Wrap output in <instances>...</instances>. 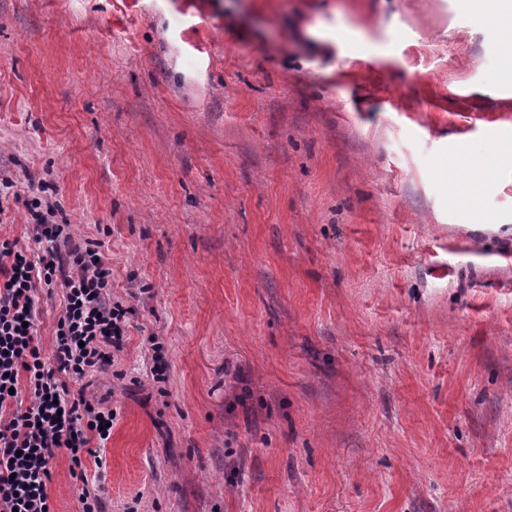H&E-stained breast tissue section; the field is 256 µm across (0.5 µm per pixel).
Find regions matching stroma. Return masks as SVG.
Listing matches in <instances>:
<instances>
[{"mask_svg":"<svg viewBox=\"0 0 512 512\" xmlns=\"http://www.w3.org/2000/svg\"><path fill=\"white\" fill-rule=\"evenodd\" d=\"M512 28L465 0H0V238L134 308L109 512H512ZM160 337L165 383L149 372ZM512 142L497 141L491 142L487 147L484 155V162L487 169H494L498 166L499 159L502 165H511ZM503 156V157H501ZM508 156V157H506ZM501 157V158H500Z\"/></svg>","mask_w":512,"mask_h":512,"instance_id":"stroma-1","label":"stroma"}]
</instances>
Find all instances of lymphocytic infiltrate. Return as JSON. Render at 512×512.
Listing matches in <instances>:
<instances>
[{
    "label": "lymphocytic infiltrate",
    "instance_id": "lymphocytic-infiltrate-1",
    "mask_svg": "<svg viewBox=\"0 0 512 512\" xmlns=\"http://www.w3.org/2000/svg\"><path fill=\"white\" fill-rule=\"evenodd\" d=\"M28 209L42 252L0 240V512H53L52 469L62 454L78 512H104L100 449L115 415L69 383L111 365L133 310L113 300L112 269L97 247L76 241L51 203L35 200ZM44 293L63 299L48 358L37 338Z\"/></svg>",
    "mask_w": 512,
    "mask_h": 512
}]
</instances>
